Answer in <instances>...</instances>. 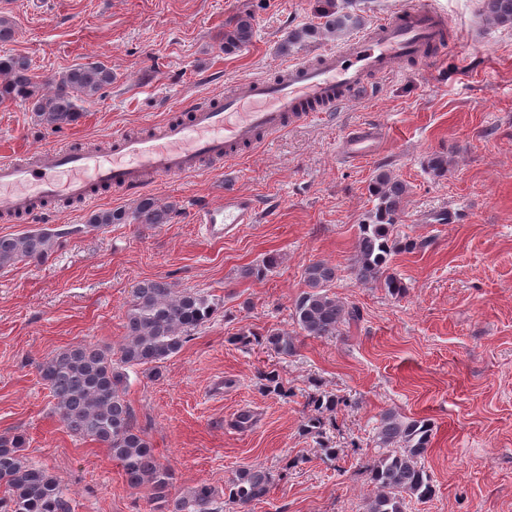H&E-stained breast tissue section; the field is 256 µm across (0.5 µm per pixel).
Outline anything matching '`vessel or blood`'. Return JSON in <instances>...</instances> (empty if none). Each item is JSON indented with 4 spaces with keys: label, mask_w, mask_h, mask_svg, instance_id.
<instances>
[{
    "label": "vessel or blood",
    "mask_w": 512,
    "mask_h": 512,
    "mask_svg": "<svg viewBox=\"0 0 512 512\" xmlns=\"http://www.w3.org/2000/svg\"><path fill=\"white\" fill-rule=\"evenodd\" d=\"M447 32L445 15L417 0L347 45L282 67L274 79H246L223 96L197 101L189 118L166 120L153 134L119 131L108 152L53 147L33 158H1L0 216H43L44 199L88 206L95 202L94 187L102 184L134 190L146 188L152 177L201 173L204 160L236 158L258 137L334 111L397 62L442 49ZM378 137L375 127L351 129L344 140L348 158L362 157ZM258 216L255 198L228 190L221 203L199 209L196 221L210 239L221 240Z\"/></svg>",
    "instance_id": "obj_1"
}]
</instances>
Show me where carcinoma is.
Here are the masks:
<instances>
[{"instance_id": "cac0c4a2", "label": "carcinoma", "mask_w": 512, "mask_h": 512, "mask_svg": "<svg viewBox=\"0 0 512 512\" xmlns=\"http://www.w3.org/2000/svg\"><path fill=\"white\" fill-rule=\"evenodd\" d=\"M481 2L487 23L512 27V0ZM321 18L322 23L288 35V45L323 32H344L360 24L357 15L344 10L329 8L321 13ZM253 31L251 14L234 17L224 31V50L246 48ZM110 84L112 68L87 63L60 75L44 93L27 57H0V104L23 102L38 122L54 130L77 122ZM369 191L375 204L369 221L360 226L351 270L358 282L378 285L398 297L406 287L391 267L393 256L404 248H417L415 243L401 245L394 234L408 193L407 185L380 171ZM175 211L172 204L144 196L130 213L117 209L97 211L89 214L84 224L1 236L0 270L45 260L60 237L88 233L106 224H169ZM303 278L308 290L296 298L293 317L305 335L332 337L340 328H349L362 320L359 307L346 304L331 292L335 267L313 262L304 268ZM216 311V305L197 291L178 290L163 280L145 281L136 288L129 303L125 342L118 356H112L108 348L78 345L52 355L38 367L43 384L55 400V412L66 429L108 449L120 463L127 482L135 488H146L151 499L159 502L157 512H224V507L215 491L206 485L186 496L170 495V469L159 463L149 441L133 423L125 398L126 369L167 360ZM265 342L281 356L295 352L294 340L286 332L272 330L265 335ZM337 403L330 396L317 400V414L308 419V427L321 428V412L334 410ZM432 434L433 427L427 419H412L393 411L382 414L376 428V444L382 452L365 467L375 491L364 512H406L407 499L424 500L432 495V480L424 463ZM26 445L27 437L22 432L0 436V487L8 493L7 500L0 499V512H74L60 478L31 464L22 454ZM270 484L269 472L245 468L228 482L224 498L243 508L264 498Z\"/></svg>"}]
</instances>
